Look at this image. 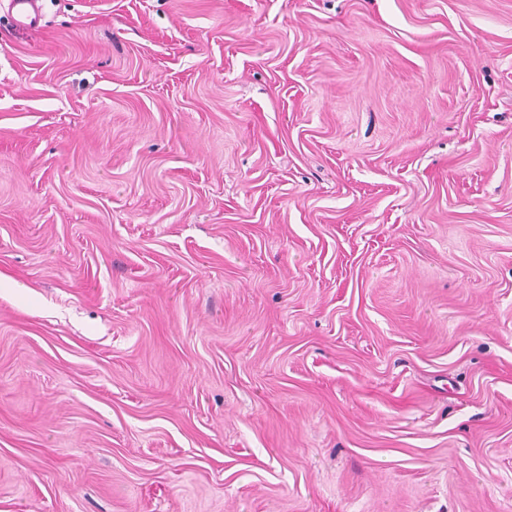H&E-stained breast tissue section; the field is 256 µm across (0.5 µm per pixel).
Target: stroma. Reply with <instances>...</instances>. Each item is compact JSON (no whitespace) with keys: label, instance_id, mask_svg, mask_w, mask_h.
Returning <instances> with one entry per match:
<instances>
[{"label":"stroma","instance_id":"stroma-1","mask_svg":"<svg viewBox=\"0 0 512 512\" xmlns=\"http://www.w3.org/2000/svg\"><path fill=\"white\" fill-rule=\"evenodd\" d=\"M0 0V512H512V0ZM10 6L12 12H15L14 21L18 27L31 28L38 24V0H11Z\"/></svg>","mask_w":512,"mask_h":512}]
</instances>
